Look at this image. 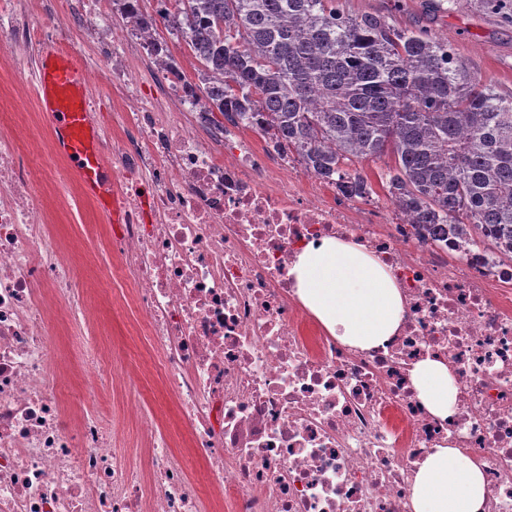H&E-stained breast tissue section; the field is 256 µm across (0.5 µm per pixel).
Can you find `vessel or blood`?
Wrapping results in <instances>:
<instances>
[{
  "label": "vessel or blood",
  "instance_id": "1",
  "mask_svg": "<svg viewBox=\"0 0 512 512\" xmlns=\"http://www.w3.org/2000/svg\"><path fill=\"white\" fill-rule=\"evenodd\" d=\"M37 90L57 153L69 162L88 195L111 196L112 173L103 161L101 129L86 108L89 90L78 61L52 47L42 50Z\"/></svg>",
  "mask_w": 512,
  "mask_h": 512
}]
</instances>
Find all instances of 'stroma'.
<instances>
[{
  "mask_svg": "<svg viewBox=\"0 0 512 512\" xmlns=\"http://www.w3.org/2000/svg\"><path fill=\"white\" fill-rule=\"evenodd\" d=\"M353 14L373 13L388 16L401 27L430 31L447 40L466 62L470 71L491 81L504 92L512 91V23L498 15L475 9L469 0H459L451 11L434 12L428 0H341ZM22 129L18 143L24 162L41 165L47 172L45 186L55 220L53 233L59 243L73 250L80 262L77 275L95 303L97 326L104 334L107 359L117 366H131L141 376L140 389L148 408L171 430L179 419L174 403L157 382L152 368L154 354L133 330V312L119 299L111 286L112 256L101 251L88 237L93 224L112 221L108 202L87 198L84 207L68 210L61 201L75 178L66 159L52 145V133L46 125L38 101L12 103L7 88L0 86V131Z\"/></svg>",
  "mask_w": 512,
  "mask_h": 512,
  "instance_id": "obj_1",
  "label": "stroma"
}]
</instances>
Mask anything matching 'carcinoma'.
<instances>
[{
    "instance_id": "obj_1",
    "label": "carcinoma",
    "mask_w": 512,
    "mask_h": 512,
    "mask_svg": "<svg viewBox=\"0 0 512 512\" xmlns=\"http://www.w3.org/2000/svg\"><path fill=\"white\" fill-rule=\"evenodd\" d=\"M512 18V0H472ZM128 12L154 31L141 0ZM164 26L197 62L209 114L351 198L382 160L392 205L450 224L512 260V92L469 71L448 42L339 0H170Z\"/></svg>"
}]
</instances>
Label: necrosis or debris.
Here are the masks:
<instances>
[{
    "mask_svg": "<svg viewBox=\"0 0 512 512\" xmlns=\"http://www.w3.org/2000/svg\"><path fill=\"white\" fill-rule=\"evenodd\" d=\"M38 4L53 24L38 25L28 0H0L12 99L32 95L36 48L86 43L88 110L104 89L124 103L125 129L106 140L124 220L92 231L120 261L114 279L131 287L184 431H163L135 374L107 367L75 264L52 237L45 173L21 163L17 135L1 131L0 512H412L421 462L446 447L481 463L484 512H512V262L464 235L422 242L383 200L329 202L272 184V169H296L288 157L271 163L243 142L218 157L197 134L208 114L183 79L165 75L158 95H144L135 60L162 48L131 21L108 34L113 0H78L69 26L62 0ZM328 237L390 268L404 310L385 344L341 346L298 301L291 264ZM65 315L92 338L81 360L94 388L128 385L122 416L138 425L146 468L117 452L106 406L66 412L75 374L52 357ZM429 357L455 378L445 420L411 382Z\"/></svg>",
    "mask_w": 512,
    "mask_h": 512,
    "instance_id": "1",
    "label": "necrosis or debris"
}]
</instances>
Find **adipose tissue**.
Returning a JSON list of instances; mask_svg holds the SVG:
<instances>
[{
	"label": "adipose tissue",
	"mask_w": 512,
	"mask_h": 512,
	"mask_svg": "<svg viewBox=\"0 0 512 512\" xmlns=\"http://www.w3.org/2000/svg\"><path fill=\"white\" fill-rule=\"evenodd\" d=\"M302 304L340 344L368 350L397 330L403 310L387 266L359 246L335 238L302 249L290 269ZM420 403L447 419L456 402L446 363L425 359L411 372ZM414 512H484L483 472L455 448L434 449L423 460L412 488Z\"/></svg>",
	"instance_id": "1"
}]
</instances>
